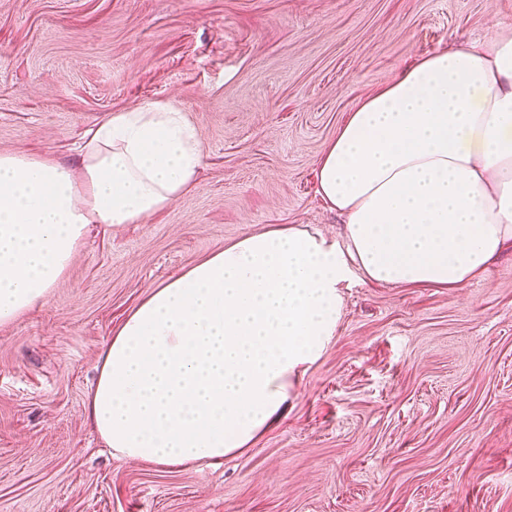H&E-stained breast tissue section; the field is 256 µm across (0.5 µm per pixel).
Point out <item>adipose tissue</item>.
I'll return each instance as SVG.
<instances>
[{"instance_id": "1", "label": "adipose tissue", "mask_w": 512, "mask_h": 512, "mask_svg": "<svg viewBox=\"0 0 512 512\" xmlns=\"http://www.w3.org/2000/svg\"><path fill=\"white\" fill-rule=\"evenodd\" d=\"M202 147L158 103L107 117L78 167L0 151V325L43 306L93 224H138L191 187ZM341 238L247 235L144 299L108 342L84 407L134 461L212 464L283 414L332 342L342 288H458L512 247V23L405 66L316 161Z\"/></svg>"}]
</instances>
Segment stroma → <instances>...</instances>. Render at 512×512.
<instances>
[{"mask_svg": "<svg viewBox=\"0 0 512 512\" xmlns=\"http://www.w3.org/2000/svg\"><path fill=\"white\" fill-rule=\"evenodd\" d=\"M512 22V0H0V150L77 164L147 102L202 146L192 188L94 226L47 303L0 327V512H512V247L455 290H343L282 418L213 466L112 454L84 402L149 286L247 233L339 237L315 162L362 99Z\"/></svg>", "mask_w": 512, "mask_h": 512, "instance_id": "35a3bbf8", "label": "stroma"}]
</instances>
